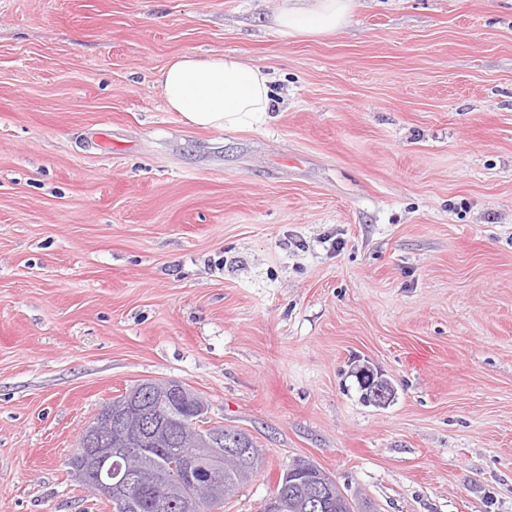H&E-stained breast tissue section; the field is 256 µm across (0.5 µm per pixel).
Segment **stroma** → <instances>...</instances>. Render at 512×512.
Wrapping results in <instances>:
<instances>
[{
  "label": "stroma",
  "instance_id": "1",
  "mask_svg": "<svg viewBox=\"0 0 512 512\" xmlns=\"http://www.w3.org/2000/svg\"><path fill=\"white\" fill-rule=\"evenodd\" d=\"M0 0V512H113L67 465L178 380L263 468L377 512H512V0ZM265 68L267 123L166 111L176 54ZM394 397L364 400L360 368ZM353 0H289L274 16L276 30L284 38H316L342 30L350 17ZM89 444L104 445L112 436V403L105 405L84 429ZM83 432V433H84ZM287 470L288 468L286 469V471ZM317 470H320V468L314 463L310 462L308 459H299L297 461V465H295L292 469L284 473L285 477L284 474L280 475L279 483L277 485V491H281L283 482L288 483V481H291L290 483L292 484H298L299 481H303L306 477L320 475Z\"/></svg>",
  "mask_w": 512,
  "mask_h": 512
}]
</instances>
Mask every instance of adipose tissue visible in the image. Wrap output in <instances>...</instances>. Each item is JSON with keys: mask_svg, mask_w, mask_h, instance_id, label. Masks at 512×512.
I'll return each instance as SVG.
<instances>
[{"mask_svg": "<svg viewBox=\"0 0 512 512\" xmlns=\"http://www.w3.org/2000/svg\"><path fill=\"white\" fill-rule=\"evenodd\" d=\"M351 9L352 0H288L274 24L287 39L333 35L346 26ZM157 84L168 111L204 129L265 124L273 104L268 73L228 54L172 56Z\"/></svg>", "mask_w": 512, "mask_h": 512, "instance_id": "ef3b65f1", "label": "adipose tissue"}]
</instances>
